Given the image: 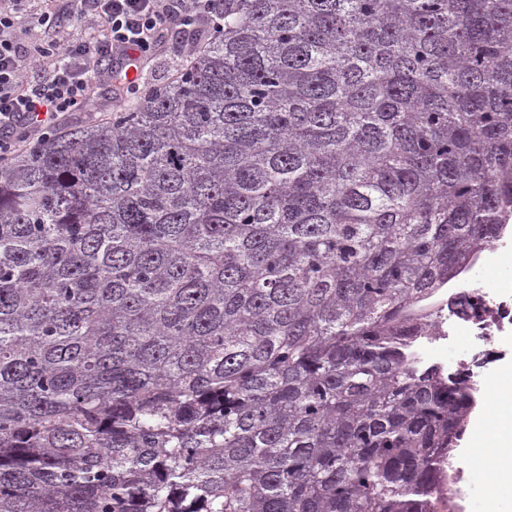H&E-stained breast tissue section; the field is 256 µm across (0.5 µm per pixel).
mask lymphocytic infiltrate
Returning <instances> with one entry per match:
<instances>
[{
	"instance_id": "lymphocytic-infiltrate-1",
	"label": "lymphocytic infiltrate",
	"mask_w": 512,
	"mask_h": 512,
	"mask_svg": "<svg viewBox=\"0 0 512 512\" xmlns=\"http://www.w3.org/2000/svg\"><path fill=\"white\" fill-rule=\"evenodd\" d=\"M29 0H0V167L31 142L96 101L94 84L118 77L136 103L151 92L144 62L167 53L174 73L192 64L190 37L224 28V0H49L35 16L47 36L23 42ZM89 21L62 31L64 16Z\"/></svg>"
}]
</instances>
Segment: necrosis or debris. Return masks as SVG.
Segmentation results:
<instances>
[{
  "label": "necrosis or debris",
  "mask_w": 512,
  "mask_h": 512,
  "mask_svg": "<svg viewBox=\"0 0 512 512\" xmlns=\"http://www.w3.org/2000/svg\"><path fill=\"white\" fill-rule=\"evenodd\" d=\"M495 249L472 253L468 265L451 281L435 289L421 304L432 327L417 337L410 353L426 363L439 362L438 347L456 345L467 338L471 347L452 359L446 370L461 382L484 390L490 369L498 356L500 336L512 332V293L474 283L476 270L492 262Z\"/></svg>",
  "instance_id": "1"
}]
</instances>
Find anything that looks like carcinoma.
Listing matches in <instances>:
<instances>
[{
    "instance_id": "1",
    "label": "carcinoma",
    "mask_w": 512,
    "mask_h": 512,
    "mask_svg": "<svg viewBox=\"0 0 512 512\" xmlns=\"http://www.w3.org/2000/svg\"><path fill=\"white\" fill-rule=\"evenodd\" d=\"M511 218L512 0H224L0 170V512H439L409 311Z\"/></svg>"
}]
</instances>
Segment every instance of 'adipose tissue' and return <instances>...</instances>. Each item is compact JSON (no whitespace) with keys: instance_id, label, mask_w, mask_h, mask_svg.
Here are the masks:
<instances>
[{"instance_id":"obj_1","label":"adipose tissue","mask_w":512,"mask_h":512,"mask_svg":"<svg viewBox=\"0 0 512 512\" xmlns=\"http://www.w3.org/2000/svg\"><path fill=\"white\" fill-rule=\"evenodd\" d=\"M491 410L476 414L463 454L466 459L483 456L492 460L488 512H500L505 496L512 494V365L493 382Z\"/></svg>"}]
</instances>
